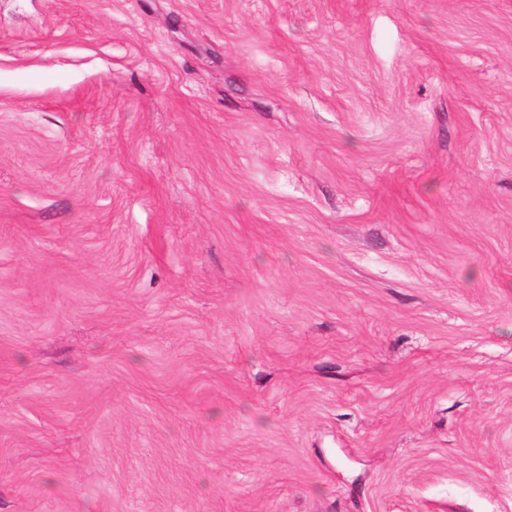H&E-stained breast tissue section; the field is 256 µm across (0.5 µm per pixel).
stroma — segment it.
<instances>
[{
	"mask_svg": "<svg viewBox=\"0 0 512 512\" xmlns=\"http://www.w3.org/2000/svg\"><path fill=\"white\" fill-rule=\"evenodd\" d=\"M0 512H512V0H0Z\"/></svg>",
	"mask_w": 512,
	"mask_h": 512,
	"instance_id": "obj_1",
	"label": "stroma"
}]
</instances>
